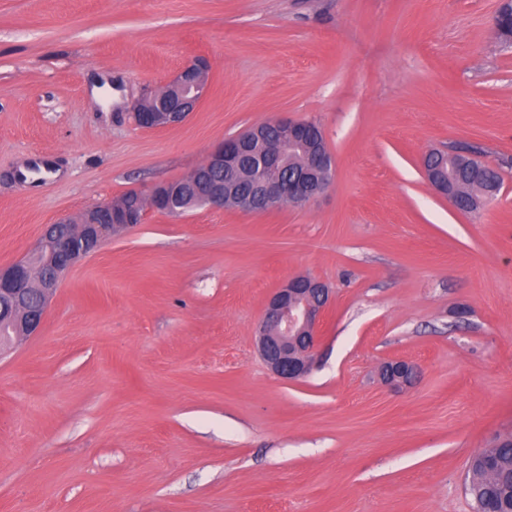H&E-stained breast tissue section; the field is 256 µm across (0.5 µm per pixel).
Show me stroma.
<instances>
[{
  "mask_svg": "<svg viewBox=\"0 0 512 512\" xmlns=\"http://www.w3.org/2000/svg\"><path fill=\"white\" fill-rule=\"evenodd\" d=\"M503 0H0V265L44 225L180 178L274 119L318 123V201L148 210L0 355V512H474L472 456L512 433V42ZM198 57L180 125L133 117ZM102 92L92 96V84ZM480 150L455 209L433 150ZM46 158L53 177L15 174ZM333 290L315 364L254 348L270 293ZM416 368L381 385L379 365ZM433 153H437V151L429 153L423 161V167L427 180L438 193L448 198L451 204L456 208V202L459 199V192L456 187L449 188L448 184H446L438 176V174L436 173L437 169L434 168L433 165H431V163L429 162L432 161L433 159ZM414 373V368L409 362L393 359L380 366L378 376L384 384L399 388L410 384Z\"/></svg>",
  "mask_w": 512,
  "mask_h": 512,
  "instance_id": "stroma-1",
  "label": "stroma"
}]
</instances>
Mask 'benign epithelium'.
I'll list each match as a JSON object with an SVG mask.
<instances>
[{"mask_svg": "<svg viewBox=\"0 0 512 512\" xmlns=\"http://www.w3.org/2000/svg\"><path fill=\"white\" fill-rule=\"evenodd\" d=\"M208 64L197 58L185 66L170 84L185 88L172 103L150 111L134 112L136 123L147 129H161L183 123L194 112L208 85ZM286 137L288 147L299 148L312 136L301 120L281 118L270 121ZM251 133L228 139L209 153L206 165L236 172L242 166ZM318 145L311 151L307 169L284 183L280 159L271 155L266 174L247 194H234L220 181L208 183L202 204L211 208L235 207L263 213L277 208L285 199L296 205L317 201L329 189L333 177V159L325 138L317 135ZM432 155L423 161L430 185L451 204L459 199L457 188L448 187L431 165ZM129 196L142 198L155 209L161 202L170 207L178 203V185L167 182L147 191L132 190ZM115 201L105 200L76 216L59 218L43 227L35 248L24 258L0 266V305L9 312L0 315V346L14 338L37 334L44 323L48 304L68 272L94 253L103 242L142 223L144 212L114 210ZM332 289L323 281L304 275L290 277L268 297L256 330L259 356L282 380L299 381L312 370V353L320 340V327L332 302ZM380 380L392 387H403L414 377L413 366L402 359L384 362L378 371Z\"/></svg>", "mask_w": 512, "mask_h": 512, "instance_id": "7a95c632", "label": "benign epithelium"}]
</instances>
